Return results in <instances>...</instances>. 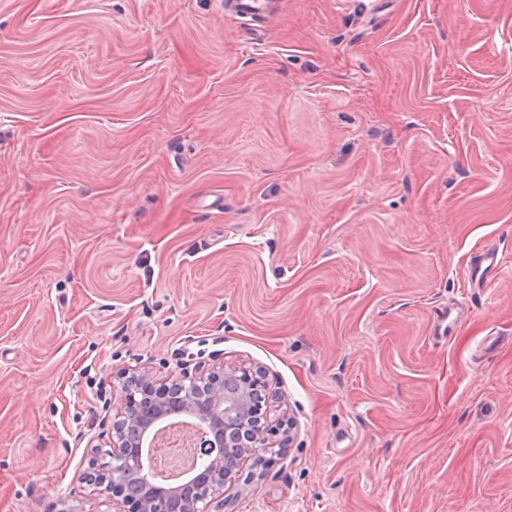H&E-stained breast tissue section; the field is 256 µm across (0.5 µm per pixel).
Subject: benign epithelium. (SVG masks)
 <instances>
[{"mask_svg":"<svg viewBox=\"0 0 512 512\" xmlns=\"http://www.w3.org/2000/svg\"><path fill=\"white\" fill-rule=\"evenodd\" d=\"M114 381L122 402L112 418L102 419L109 450L96 447L80 477L112 500V512H224L237 494L243 470L273 462L268 428L273 394L262 372L197 364L164 379L144 369L133 375L124 371ZM175 412L197 419L200 471L179 489L147 485L131 494L124 471L154 466L143 436L154 421Z\"/></svg>","mask_w":512,"mask_h":512,"instance_id":"7a95c632","label":"benign epithelium"}]
</instances>
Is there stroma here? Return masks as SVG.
<instances>
[{
  "label": "stroma",
  "instance_id": "35a3bbf8",
  "mask_svg": "<svg viewBox=\"0 0 512 512\" xmlns=\"http://www.w3.org/2000/svg\"><path fill=\"white\" fill-rule=\"evenodd\" d=\"M198 362L296 423L233 512H512V0H0V512ZM268 8V0H226L224 2V11L239 17L260 15ZM500 264L498 254L491 250L486 249L480 252L474 259L471 269L470 276L474 281H483L487 279L492 273H494Z\"/></svg>",
  "mask_w": 512,
  "mask_h": 512
}]
</instances>
